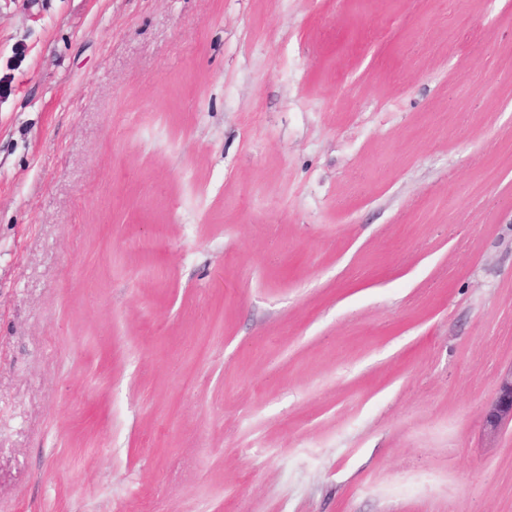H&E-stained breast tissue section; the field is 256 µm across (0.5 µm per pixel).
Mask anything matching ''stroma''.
Instances as JSON below:
<instances>
[{
  "instance_id": "stroma-1",
  "label": "stroma",
  "mask_w": 512,
  "mask_h": 512,
  "mask_svg": "<svg viewBox=\"0 0 512 512\" xmlns=\"http://www.w3.org/2000/svg\"><path fill=\"white\" fill-rule=\"evenodd\" d=\"M511 370L512 0H0V512H512ZM484 418L493 431L512 423V370L502 378L496 397L485 409Z\"/></svg>"
}]
</instances>
